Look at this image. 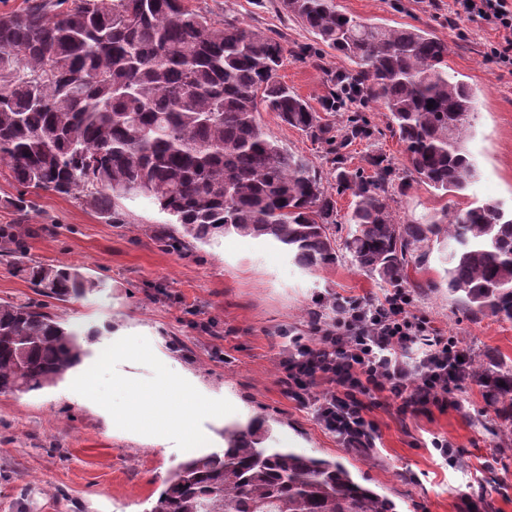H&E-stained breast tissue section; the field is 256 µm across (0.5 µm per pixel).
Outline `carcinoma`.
Listing matches in <instances>:
<instances>
[{
    "mask_svg": "<svg viewBox=\"0 0 512 512\" xmlns=\"http://www.w3.org/2000/svg\"><path fill=\"white\" fill-rule=\"evenodd\" d=\"M281 9L355 68L387 110L410 175L454 196L477 177L466 149L475 91L448 75V42L418 27L365 23L335 0H280ZM280 39L212 21L183 0H27L0 18V162L19 186L80 194L113 220L124 199L144 198L182 233L178 251L228 234L262 238L304 269L339 261L335 201L302 155L262 131L260 107L334 147L337 192H350L345 255L364 274L408 285V268L445 250L448 294L473 315L512 321V210L488 200L448 219L400 224L392 165L349 170L347 142L371 129L355 112L344 132L277 80ZM433 107H427V104ZM4 255L43 295L79 298L98 282L68 265L26 261L13 236ZM88 351L79 334L31 302H0V395L54 386ZM503 439L512 441V367L473 361ZM224 448L179 463L150 512H397L341 462L270 446L259 413L224 425Z\"/></svg>",
    "mask_w": 512,
    "mask_h": 512,
    "instance_id": "carcinoma-1",
    "label": "carcinoma"
}]
</instances>
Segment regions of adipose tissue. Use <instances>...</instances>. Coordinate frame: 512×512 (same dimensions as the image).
I'll return each instance as SVG.
<instances>
[{"label": "adipose tissue", "mask_w": 512, "mask_h": 512, "mask_svg": "<svg viewBox=\"0 0 512 512\" xmlns=\"http://www.w3.org/2000/svg\"><path fill=\"white\" fill-rule=\"evenodd\" d=\"M120 387L131 396V406L127 413L129 419L160 417L169 432L184 436L191 444L197 441L192 428L197 415L206 413L222 418L227 414L226 408L211 406L201 396L186 391L178 380L164 379L151 385L124 381Z\"/></svg>", "instance_id": "1"}]
</instances>
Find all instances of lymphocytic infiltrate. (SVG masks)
Listing matches in <instances>:
<instances>
[{"label": "lymphocytic infiltrate", "mask_w": 512, "mask_h": 512, "mask_svg": "<svg viewBox=\"0 0 512 512\" xmlns=\"http://www.w3.org/2000/svg\"><path fill=\"white\" fill-rule=\"evenodd\" d=\"M448 13L498 31L490 52L512 68V0H450ZM411 303L404 288L377 299L336 300L333 318L313 319V339H291L280 361L289 396L312 407L343 447H376L378 428L367 417L375 406L395 402L403 420L434 408L462 409L458 393L475 381L469 351L413 314Z\"/></svg>", "instance_id": "lymphocytic-infiltrate-1"}]
</instances>
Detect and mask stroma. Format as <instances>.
Listing matches in <instances>:
<instances>
[{
  "label": "stroma",
  "instance_id": "obj_1",
  "mask_svg": "<svg viewBox=\"0 0 512 512\" xmlns=\"http://www.w3.org/2000/svg\"><path fill=\"white\" fill-rule=\"evenodd\" d=\"M218 22H234L280 38L288 54L278 74L319 113L344 126L363 113L370 138L346 148L349 169L382 157L398 171L407 167L404 147L376 102L330 110L324 101L330 80L348 64L335 50L287 17L277 0H185ZM341 10L371 23L428 29L449 46L448 71L477 94L474 133L466 148L478 175L464 195H440L418 181L393 193L400 223L421 224L475 201L498 200L512 207V68L489 53L494 31L477 21L448 22V0H337ZM315 48L296 56L297 47ZM262 130L289 151L305 156L332 184L333 148L260 111ZM26 196L29 205L14 201ZM119 224L110 223L80 195L29 190L21 193L0 164V228L21 227L27 260L66 263L99 280L79 298L47 299L48 312L84 337L82 364L57 385L23 395H0V512H149L170 471L191 454L224 445L223 420L196 421L205 439L186 452L182 439L164 428L116 420L126 394L116 382L148 383L160 375L185 377L189 391L209 403L232 408L234 419L254 413L271 420L273 444L342 461L355 478L391 498L398 512H457V496L480 494L489 512H512V445L504 443L484 387L461 390L462 411H432L406 421L394 409L375 408L379 430L371 454L343 447L288 395L279 368L292 337L309 338L317 297L377 298L386 287L358 271L349 259L318 271L300 269L281 246L229 235L195 243L192 251L160 246L172 231L168 215L148 200L122 201ZM421 284L412 310L426 316L481 360L490 354L512 359V321L472 316L448 296L439 251L411 270ZM123 335L143 359H109L112 339ZM92 386H84L87 368ZM447 438L453 457L442 461L429 441Z\"/></svg>",
  "mask_w": 512,
  "mask_h": 512
}]
</instances>
